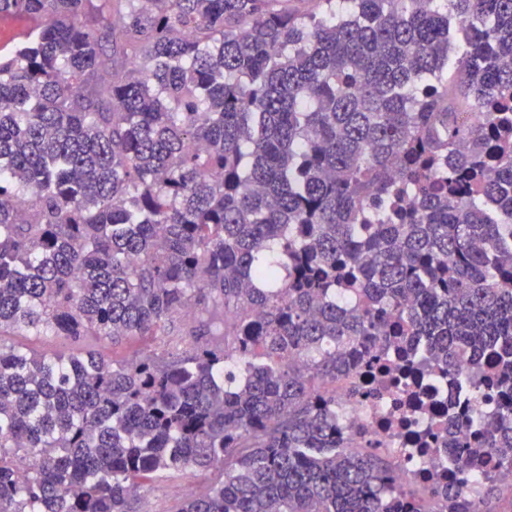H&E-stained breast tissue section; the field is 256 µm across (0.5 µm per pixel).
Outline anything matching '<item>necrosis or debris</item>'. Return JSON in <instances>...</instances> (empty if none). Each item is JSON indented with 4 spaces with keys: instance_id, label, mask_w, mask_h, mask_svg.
<instances>
[{
    "instance_id": "obj_1",
    "label": "necrosis or debris",
    "mask_w": 512,
    "mask_h": 512,
    "mask_svg": "<svg viewBox=\"0 0 512 512\" xmlns=\"http://www.w3.org/2000/svg\"><path fill=\"white\" fill-rule=\"evenodd\" d=\"M356 372L337 380L336 425L353 451L373 450L390 461L391 475L409 500L432 505V491L454 482L469 499H477L482 476H502L497 459L485 460L478 477L462 475L455 452L448 447V404L463 406L472 399L467 384L474 372L469 361L460 366V386L420 369L427 356L416 345L417 367L405 368L394 346L368 344L360 349Z\"/></svg>"
}]
</instances>
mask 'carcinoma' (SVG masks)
Returning <instances> with one entry per match:
<instances>
[{
  "label": "carcinoma",
  "mask_w": 512,
  "mask_h": 512,
  "mask_svg": "<svg viewBox=\"0 0 512 512\" xmlns=\"http://www.w3.org/2000/svg\"><path fill=\"white\" fill-rule=\"evenodd\" d=\"M292 2L0 0V512L188 470L179 512H421L327 387L389 336L497 395L460 472L512 462V0ZM177 322L123 363L1 340Z\"/></svg>",
  "instance_id": "obj_1"
}]
</instances>
